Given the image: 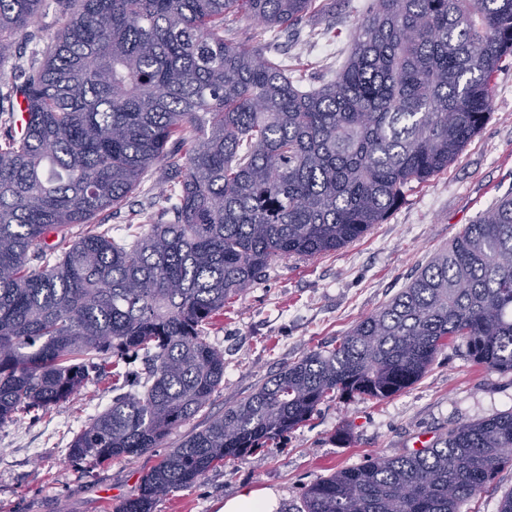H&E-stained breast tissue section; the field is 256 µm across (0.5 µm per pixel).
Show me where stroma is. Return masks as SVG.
Instances as JSON below:
<instances>
[{"label": "stroma", "instance_id": "1", "mask_svg": "<svg viewBox=\"0 0 512 512\" xmlns=\"http://www.w3.org/2000/svg\"><path fill=\"white\" fill-rule=\"evenodd\" d=\"M374 0H319L318 15L277 39L294 80L317 86L346 60L358 22ZM40 40L18 42L0 59V94L23 83L32 63L63 26L53 9L34 22ZM165 186L161 170L146 178L128 207L107 227L145 223L151 200ZM512 193V55L492 81L489 113L477 135L448 167L406 189L383 223L361 238L313 258L273 261L264 278L216 316L210 340L224 353V388L210 407L167 437L174 448L226 404L250 395L265 380L309 351L335 346L360 320L387 304L447 248L465 227ZM112 388L97 384L55 407L43 419L0 426V512H112L137 495L151 455L103 466L76 463L67 448L85 422L105 409ZM512 410V372L475 365L465 345L440 351L413 385L384 400L337 398L321 404L304 425L260 453L227 461L194 487L161 497L153 512H219L242 487L271 488L279 512H296L307 488L334 472L375 456L413 449L418 435L439 437L457 423Z\"/></svg>", "mask_w": 512, "mask_h": 512}]
</instances>
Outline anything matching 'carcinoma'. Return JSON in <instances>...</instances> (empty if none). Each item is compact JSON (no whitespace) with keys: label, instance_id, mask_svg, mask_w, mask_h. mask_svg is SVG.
<instances>
[{"label":"carcinoma","instance_id":"carcinoma-1","mask_svg":"<svg viewBox=\"0 0 512 512\" xmlns=\"http://www.w3.org/2000/svg\"><path fill=\"white\" fill-rule=\"evenodd\" d=\"M316 0H54L65 19L13 88L28 122L0 135V425L39 420L90 383L112 405L70 460L158 453L115 512H152L219 464L254 454L333 397L382 400L457 340L512 371V194L501 198L336 347L313 350L164 442L224 389L208 326L269 264L364 236L412 183L446 170L491 106L512 55V0H377L330 81L303 89L262 40ZM45 0H0V59ZM262 26L224 40V21ZM157 165L148 228L100 230ZM86 227L69 246L51 232ZM131 358L142 371L121 370ZM512 466V411L463 422L419 451L320 478L297 512H461Z\"/></svg>","mask_w":512,"mask_h":512}]
</instances>
